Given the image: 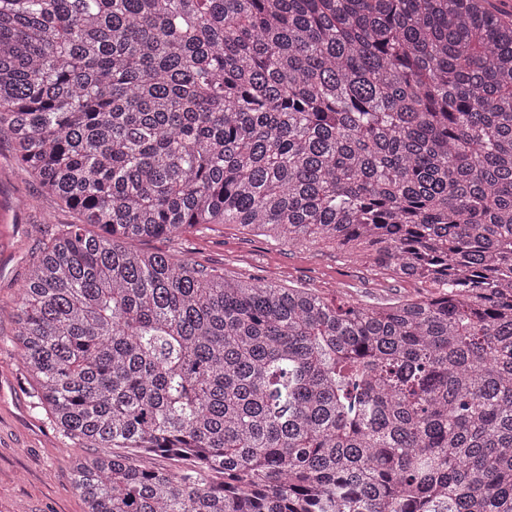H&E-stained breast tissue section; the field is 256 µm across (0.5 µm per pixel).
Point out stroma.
I'll return each mask as SVG.
<instances>
[{
    "mask_svg": "<svg viewBox=\"0 0 512 512\" xmlns=\"http://www.w3.org/2000/svg\"><path fill=\"white\" fill-rule=\"evenodd\" d=\"M30 199L27 207L19 199ZM75 214L42 196L36 180L11 159L0 141V512H83L71 483L79 448L39 407L12 342V315L46 224L75 223ZM137 249L190 258L231 279L257 278L280 287L307 288L330 300L385 303L430 296L422 283L393 278L334 245L290 248L237 224H211L175 239L137 241Z\"/></svg>",
    "mask_w": 512,
    "mask_h": 512,
    "instance_id": "35a3bbf8",
    "label": "stroma"
}]
</instances>
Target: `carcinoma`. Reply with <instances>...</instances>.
<instances>
[{
    "mask_svg": "<svg viewBox=\"0 0 512 512\" xmlns=\"http://www.w3.org/2000/svg\"><path fill=\"white\" fill-rule=\"evenodd\" d=\"M485 2L0 0V138L77 216L15 313L38 404L192 465L82 455L85 512H512V20ZM207 224L362 241L435 293L334 304L131 246Z\"/></svg>",
    "mask_w": 512,
    "mask_h": 512,
    "instance_id": "obj_1",
    "label": "carcinoma"
}]
</instances>
